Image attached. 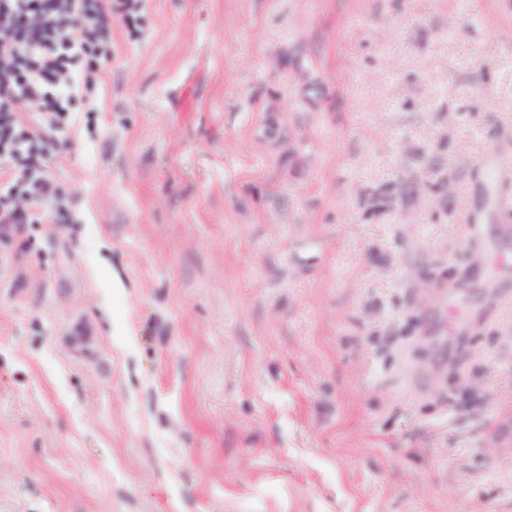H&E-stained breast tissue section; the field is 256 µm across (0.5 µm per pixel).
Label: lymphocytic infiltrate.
Masks as SVG:
<instances>
[{"label":"lymphocytic infiltrate","mask_w":512,"mask_h":512,"mask_svg":"<svg viewBox=\"0 0 512 512\" xmlns=\"http://www.w3.org/2000/svg\"><path fill=\"white\" fill-rule=\"evenodd\" d=\"M140 10L141 0H0V176L11 182L0 197V245L10 246L43 211L66 219L47 176L44 132L73 111L80 82L90 78L76 69V54L109 56L113 16L133 27ZM28 105L40 112L42 129L22 122Z\"/></svg>","instance_id":"1"}]
</instances>
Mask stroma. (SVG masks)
Listing matches in <instances>:
<instances>
[{"mask_svg": "<svg viewBox=\"0 0 512 512\" xmlns=\"http://www.w3.org/2000/svg\"><path fill=\"white\" fill-rule=\"evenodd\" d=\"M0 265V512H512V0H142Z\"/></svg>", "mask_w": 512, "mask_h": 512, "instance_id": "obj_1", "label": "stroma"}]
</instances>
